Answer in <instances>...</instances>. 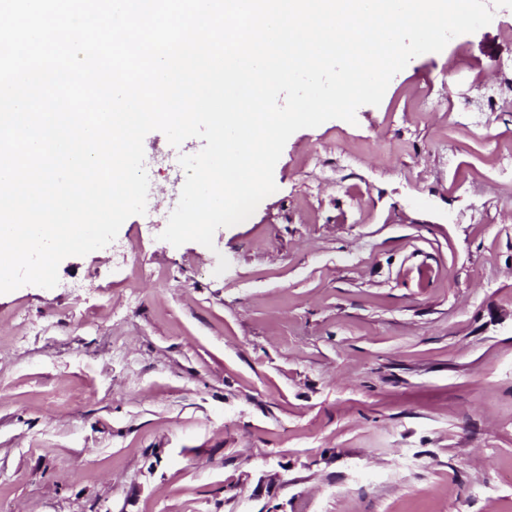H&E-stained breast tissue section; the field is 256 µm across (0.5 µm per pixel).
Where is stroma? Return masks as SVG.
<instances>
[{
    "label": "stroma",
    "mask_w": 512,
    "mask_h": 512,
    "mask_svg": "<svg viewBox=\"0 0 512 512\" xmlns=\"http://www.w3.org/2000/svg\"><path fill=\"white\" fill-rule=\"evenodd\" d=\"M512 9L295 132L213 248L186 179L0 294L5 512H512ZM230 266L216 273L219 258Z\"/></svg>",
    "instance_id": "obj_1"
}]
</instances>
